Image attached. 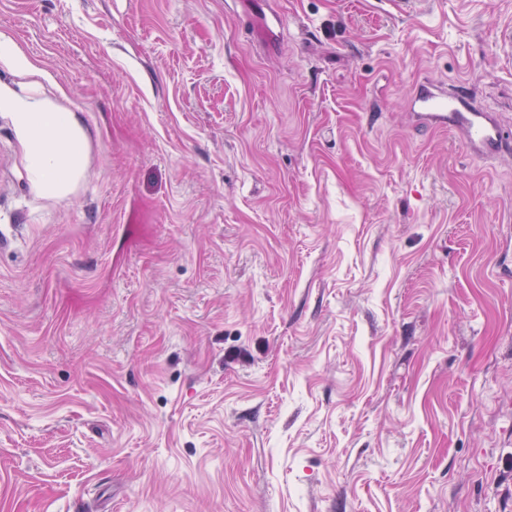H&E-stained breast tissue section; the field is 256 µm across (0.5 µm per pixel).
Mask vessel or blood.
<instances>
[{
	"label": "vessel or blood",
	"mask_w": 512,
	"mask_h": 512,
	"mask_svg": "<svg viewBox=\"0 0 512 512\" xmlns=\"http://www.w3.org/2000/svg\"><path fill=\"white\" fill-rule=\"evenodd\" d=\"M411 100L419 123L462 135L468 147L488 158L512 156V131L478 106L470 94L433 83L415 88Z\"/></svg>",
	"instance_id": "vessel-or-blood-1"
}]
</instances>
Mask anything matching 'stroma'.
<instances>
[{
	"label": "stroma",
	"mask_w": 512,
	"mask_h": 512,
	"mask_svg": "<svg viewBox=\"0 0 512 512\" xmlns=\"http://www.w3.org/2000/svg\"><path fill=\"white\" fill-rule=\"evenodd\" d=\"M512 0H0V512H512ZM411 100L418 123L461 134L468 147L482 156L511 158V132L458 87L447 91L424 83L415 88ZM0 110L9 112L26 151V169L34 189L63 198L79 178L86 156V136L72 112L30 100L0 96Z\"/></svg>",
	"instance_id": "stroma-1"
}]
</instances>
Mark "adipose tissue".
<instances>
[{
    "label": "adipose tissue",
    "instance_id": "adipose-tissue-1",
    "mask_svg": "<svg viewBox=\"0 0 512 512\" xmlns=\"http://www.w3.org/2000/svg\"><path fill=\"white\" fill-rule=\"evenodd\" d=\"M26 151V169L34 189L65 197L79 178L86 156V136L73 113L30 100L0 96Z\"/></svg>",
    "mask_w": 512,
    "mask_h": 512
}]
</instances>
